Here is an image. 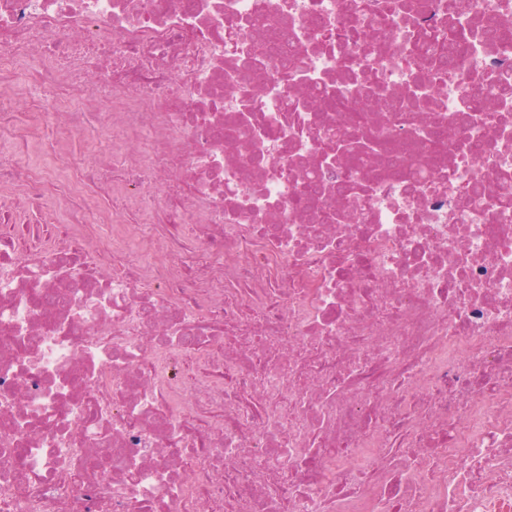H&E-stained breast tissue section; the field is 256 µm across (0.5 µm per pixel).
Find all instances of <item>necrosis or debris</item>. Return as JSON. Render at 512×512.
Returning a JSON list of instances; mask_svg holds the SVG:
<instances>
[{"mask_svg":"<svg viewBox=\"0 0 512 512\" xmlns=\"http://www.w3.org/2000/svg\"><path fill=\"white\" fill-rule=\"evenodd\" d=\"M511 29L512 0H0V512H512ZM39 126L112 151L35 171Z\"/></svg>","mask_w":512,"mask_h":512,"instance_id":"necrosis-or-debris-1","label":"necrosis or debris"}]
</instances>
